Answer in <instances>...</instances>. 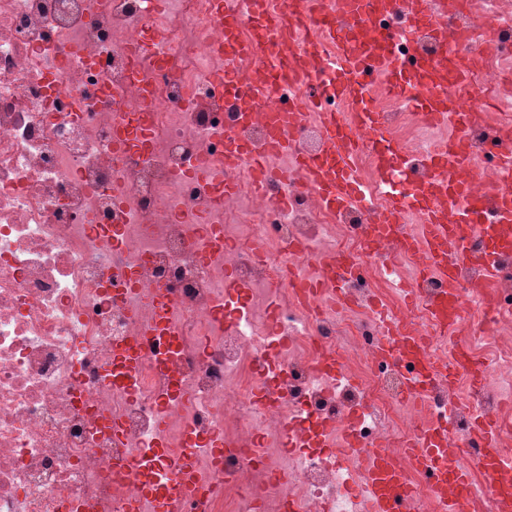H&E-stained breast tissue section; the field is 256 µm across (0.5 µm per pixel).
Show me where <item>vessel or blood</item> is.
<instances>
[{
    "instance_id": "1",
    "label": "vessel or blood",
    "mask_w": 512,
    "mask_h": 512,
    "mask_svg": "<svg viewBox=\"0 0 512 512\" xmlns=\"http://www.w3.org/2000/svg\"><path fill=\"white\" fill-rule=\"evenodd\" d=\"M459 5L460 0H289L288 13L282 16L271 10L270 0H251L254 21L263 38L274 43L285 57L277 74L262 75L254 81L253 96L259 101L277 99L290 79L310 87L311 92L298 108L289 111L257 114L239 108L231 113L224 135L226 169L256 162L258 187L263 190L287 182L289 166H296L305 187L325 206L345 209L352 205L360 182L354 155L361 132L371 129L381 142L390 144L392 140L381 112L373 104V85L382 84L389 93L403 97L413 89H424L417 110L434 118L445 130L426 157L433 174L409 180L403 194L386 189L383 217L377 223L362 225L361 230L374 247L391 245L401 252L420 255L419 275L438 277L445 284L431 308L452 325L461 318L454 308L459 244L482 235L492 251L512 254V182L493 184L484 193H475L472 179L480 170V160L459 136L460 129L471 124L472 118L469 113L457 111L456 97L479 84L485 75L482 55L457 51L442 27V18L454 13ZM375 14L389 19L392 26L402 27L410 39L424 35L435 41L441 47L439 55L428 63H402L390 49L389 30L365 38L367 21ZM216 21L224 30L220 48L224 70L217 82L223 85L225 94L233 95L240 89L238 65L255 58L256 46L240 38L234 14L218 12ZM332 44L337 47L338 61L326 84L333 99L352 103L349 112L329 111L323 103L324 83L318 71ZM257 120L266 127V137L258 145L246 135L247 128ZM310 121L317 124L321 135L318 157L290 154V141ZM278 157L289 159V166L275 165ZM410 212L420 225L418 234L411 237L401 229ZM320 266L321 275L305 279L298 290L299 300L327 292L337 301L354 306L346 288L358 270L356 262L329 250ZM250 288L249 282L225 276L224 303L212 312L225 330L233 329L235 313L246 306ZM382 352L392 359H420L424 346L419 337L400 335ZM472 434L483 447V492L493 499L497 512H512V485H505L503 480L502 449L495 427L479 421ZM438 448L443 451L445 465L429 481L428 492L437 498L453 497L454 512H466L473 489L471 472L461 463L459 447L449 440L447 430L431 427L411 446V466L407 469L381 449L352 446V453L363 461L362 479L352 489L353 512H411L408 473L422 471L431 451ZM204 491L203 485L188 477L174 482L161 497L154 495L152 486L142 489L150 512H183L186 500Z\"/></svg>"
}]
</instances>
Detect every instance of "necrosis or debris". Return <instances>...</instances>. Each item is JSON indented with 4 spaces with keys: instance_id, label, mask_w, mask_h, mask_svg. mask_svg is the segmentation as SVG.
<instances>
[{
    "instance_id": "4bbe7bcc",
    "label": "necrosis or debris",
    "mask_w": 512,
    "mask_h": 512,
    "mask_svg": "<svg viewBox=\"0 0 512 512\" xmlns=\"http://www.w3.org/2000/svg\"><path fill=\"white\" fill-rule=\"evenodd\" d=\"M215 2L167 0L155 15L148 0H0V512H143L134 488L151 473L176 480L184 463L208 487L186 512H284L289 496L301 512H350L362 466L345 450L351 424L402 466L424 428L447 425L475 470L482 449L469 431L480 415L497 424L512 458V255L492 258L498 277L487 291L482 269L461 263L456 301L470 327L448 332L425 303L441 282L428 279L424 300L404 302L416 258L393 251L381 264L356 231L383 209L369 144L345 214L324 209L298 172L262 193L249 166L225 170ZM153 17L165 37L152 36ZM447 27L472 51L497 33L483 85L457 108L512 122V94L502 90L512 80V6L474 0ZM374 102L405 153L390 174L395 187L426 176L430 119L417 118L409 97ZM119 118L148 131L150 151L115 149ZM460 136L483 161L475 190L512 167V151L485 125ZM217 226L225 245L213 250ZM327 250L364 271L350 288L359 315L295 297L296 278L319 273ZM228 273L264 287L287 340L274 342L265 313L230 332L212 317ZM154 288L177 347L167 335L144 339L113 384L118 348L154 316ZM386 321L423 336L425 362L378 361ZM460 347L481 365V384L442 377ZM323 350L343 360V376L315 372ZM168 355L181 385L171 399L159 369ZM414 377L427 391L420 406L405 398ZM323 420L336 432L330 449L288 447L289 433ZM191 429L224 442L222 463L186 447ZM157 441L164 457L148 452Z\"/></svg>"
}]
</instances>
